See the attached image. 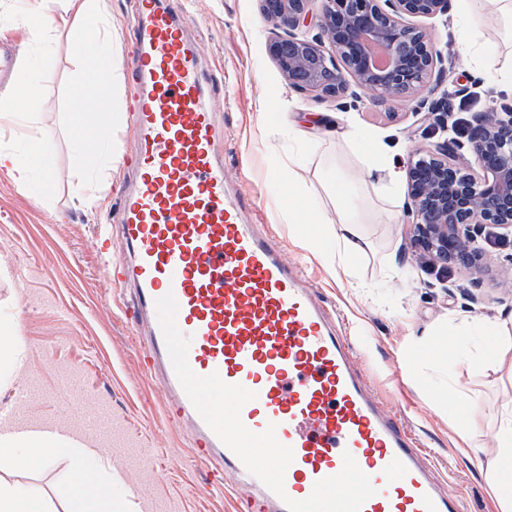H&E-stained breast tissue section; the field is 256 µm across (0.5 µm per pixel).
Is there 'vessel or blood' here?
Returning a JSON list of instances; mask_svg holds the SVG:
<instances>
[{
	"label": "vessel or blood",
	"mask_w": 512,
	"mask_h": 512,
	"mask_svg": "<svg viewBox=\"0 0 512 512\" xmlns=\"http://www.w3.org/2000/svg\"><path fill=\"white\" fill-rule=\"evenodd\" d=\"M136 90L128 103L139 139L131 176L108 186L132 256L112 287H130L133 315H148L143 362L165 392L169 419L188 424L202 456L247 491L241 512H288L351 453L377 489L362 512H461L444 494L416 439L372 395L335 313L297 265L245 223L247 201L230 197L215 141L216 114L198 42L176 0H134ZM173 294L188 363L200 376L257 394L242 409L251 431L276 424L293 449L279 498L251 474L186 396L174 373L155 302Z\"/></svg>",
	"instance_id": "b4317fda"
}]
</instances>
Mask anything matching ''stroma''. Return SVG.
Segmentation results:
<instances>
[{"mask_svg":"<svg viewBox=\"0 0 512 512\" xmlns=\"http://www.w3.org/2000/svg\"><path fill=\"white\" fill-rule=\"evenodd\" d=\"M191 32L199 42L203 66L217 88L214 107L224 137L217 147L224 161L227 188L233 195L256 198L263 213L260 229L287 259L300 262L326 306L337 312L355 345L357 361L385 409L399 414L434 464L436 478L461 492L465 512H501L484 467L472 448H491L499 414L512 400V349L482 371L455 366L448 379L467 400L471 450H463L447 421L431 407L435 368L406 374L398 347L404 336L449 335L512 312V244L488 249L491 272L480 284L452 270L439 276L425 268L409 244L405 213L406 161L430 132L407 101L362 94L344 109L290 88L267 52L269 25L257 0H183ZM449 18L429 20L438 48L456 57L453 78L476 94L470 112L490 110L512 99V83L493 82L488 58L506 54L495 45L497 18L479 0H453ZM116 29L112 51V100L121 110L108 128L117 162L100 178L99 200L86 206L75 176L80 168L70 147L78 63L69 33L59 21L66 0H44L37 26L26 22L21 0H0V39H11L19 57L36 63L37 85L46 106L33 130L52 132L50 196L43 201L19 192L0 177V321L14 323L25 358L0 379V408H11L22 424L51 423L81 433L102 455L111 456L126 485L137 486L133 512H238L241 491L225 480L209 490L212 465L197 456L185 430L164 417L162 389L141 364L143 337L123 313L120 297L107 284L111 263L101 257L96 236L112 220L109 183L120 182L136 147L125 110L131 95L128 52L130 0H105ZM467 17L485 53L473 56L458 42L460 17ZM272 112V120L259 115ZM298 121L311 142L299 174L312 184L317 206L329 204L326 188L337 174L356 187L362 205V232L368 245L346 272L333 270L293 234L285 218L293 207L272 172L288 151L282 126ZM381 151L399 174L392 194L380 193L364 179L363 150ZM28 397L18 402L17 389ZM70 463L58 459L44 468L14 470L0 459V477L33 488L54 508L69 512Z\"/></svg>","mask_w":512,"mask_h":512,"instance_id":"stroma-1","label":"stroma"}]
</instances>
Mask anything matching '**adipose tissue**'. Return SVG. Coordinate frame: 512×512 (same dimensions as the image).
<instances>
[{"instance_id":"obj_1","label":"adipose tissue","mask_w":512,"mask_h":512,"mask_svg":"<svg viewBox=\"0 0 512 512\" xmlns=\"http://www.w3.org/2000/svg\"><path fill=\"white\" fill-rule=\"evenodd\" d=\"M61 27L70 29L75 55L81 69L98 67L104 73L112 71V17L104 12L101 0H67V9L60 17ZM18 86L25 91V98L10 96L0 99V122L18 127H29L41 104L36 93L34 66L23 62L18 72ZM118 113L102 112L96 127L90 131L76 130L72 150L79 157L93 156L98 167L112 169L116 158L109 138L105 134L111 123L117 122ZM48 157L43 139L20 135L8 143L0 144V175L8 178L20 191L45 198L50 186L45 180ZM336 218L330 225L334 240L332 248L321 250L326 261H338L349 267L362 251L358 226L362 213L354 201V192L344 177H337L330 187ZM477 336L479 350L471 352L468 344L458 340L448 346L439 342L407 337L401 356L405 370L447 361L450 366H475L478 363L496 361L505 342L512 340V315L492 321L479 322L470 330ZM447 348V358H439L440 348ZM0 455L8 457L15 465H47L62 457L73 464L69 479V498L77 512H112V503L123 493L124 482L113 469L112 459L87 448L77 438L69 437L45 447L36 427L25 429L23 438L9 442ZM487 476L506 512H512V405L503 408L496 445L482 451Z\"/></svg>"}]
</instances>
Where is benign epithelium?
<instances>
[{"mask_svg": "<svg viewBox=\"0 0 512 512\" xmlns=\"http://www.w3.org/2000/svg\"><path fill=\"white\" fill-rule=\"evenodd\" d=\"M273 36L267 49L288 85L339 102L371 91L415 103L437 140L408 158V214L414 247L432 268L482 271V233L512 240V104L478 112L467 141L448 135L443 56L425 19L446 16L452 0H258ZM317 33H299L307 22Z\"/></svg>", "mask_w": 512, "mask_h": 512, "instance_id": "benign-epithelium-1", "label": "benign epithelium"}]
</instances>
